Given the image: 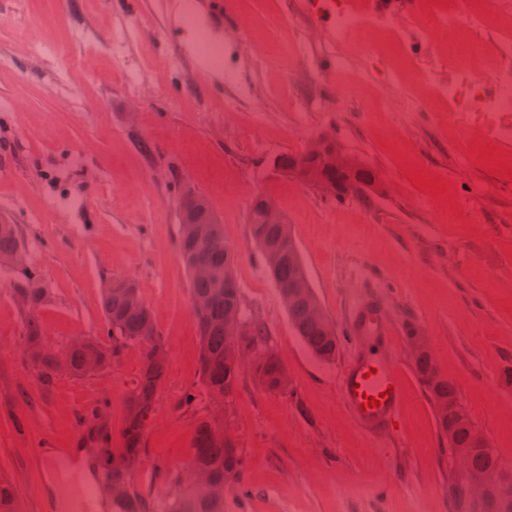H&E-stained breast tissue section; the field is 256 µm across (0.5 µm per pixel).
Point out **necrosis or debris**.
Segmentation results:
<instances>
[{
    "mask_svg": "<svg viewBox=\"0 0 512 512\" xmlns=\"http://www.w3.org/2000/svg\"><path fill=\"white\" fill-rule=\"evenodd\" d=\"M426 0H413L411 14L420 34L435 33L440 56L454 63L453 77L437 79L434 90L448 101L449 111L462 121L477 120L487 130V141L498 145L512 139V0H497L494 12L484 13L473 7L471 0H464L458 13L435 21L425 8ZM336 23L330 34L321 40L322 51L336 57L337 67H346L349 57L345 46L353 35L370 36L372 26L346 0L335 6ZM476 33L490 34L492 40L484 49L457 40L459 28ZM493 57L497 61L494 72V89L486 91L471 78V68Z\"/></svg>",
    "mask_w": 512,
    "mask_h": 512,
    "instance_id": "1",
    "label": "necrosis or debris"
}]
</instances>
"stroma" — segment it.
Masks as SVG:
<instances>
[{"label":"stroma","mask_w":512,"mask_h":512,"mask_svg":"<svg viewBox=\"0 0 512 512\" xmlns=\"http://www.w3.org/2000/svg\"><path fill=\"white\" fill-rule=\"evenodd\" d=\"M312 19L304 0H0V221L18 225L27 270L48 290L34 316L56 351L105 338L98 300L111 278L133 277L153 311L168 361L135 480L160 460L188 475L195 427L212 410L178 251V204L190 188L221 219L242 305L267 326V348L290 379L288 391L269 392L243 369L224 405L246 456V491L226 493L224 512H451L448 443L406 330L426 332L461 404L512 467V181L473 157L480 132L449 120L418 73L434 44L407 36L396 61L367 46L340 71L323 70L317 50L281 56L289 25ZM204 38L225 45L224 72L199 54ZM399 62L414 80L392 82ZM228 71L252 88L229 112ZM302 100L317 110L297 111ZM328 131L377 172L366 198L337 203L273 171L279 155ZM421 171L449 180L448 191H418L408 175ZM259 194L285 216L337 330L369 300L384 308L412 396L385 438L366 436L336 395L361 343L344 333L325 364L292 326L250 239ZM451 202L460 220L442 223ZM23 285L22 273L0 267V475L31 512L26 440L53 445L78 430L83 406L104 399L120 429L141 354L132 347L120 363L42 389L23 355ZM189 387L196 401L186 411Z\"/></svg>","instance_id":"obj_1"}]
</instances>
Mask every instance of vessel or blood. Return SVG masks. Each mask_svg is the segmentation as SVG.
I'll return each mask as SVG.
<instances>
[{
	"mask_svg": "<svg viewBox=\"0 0 512 512\" xmlns=\"http://www.w3.org/2000/svg\"><path fill=\"white\" fill-rule=\"evenodd\" d=\"M351 336L364 349L342 370L336 382L339 400L348 416L371 438L378 439L394 428L409 410L410 396L402 369L393 356V327L384 312L373 306L361 308L348 325ZM381 398L376 407L365 404L366 397ZM41 444H34L27 456L34 465L37 482L46 473L57 478V492L65 512H102L104 499L98 488L71 468L65 453L47 458Z\"/></svg>",
	"mask_w": 512,
	"mask_h": 512,
	"instance_id": "b4317fda",
	"label": "vessel or blood"
}]
</instances>
